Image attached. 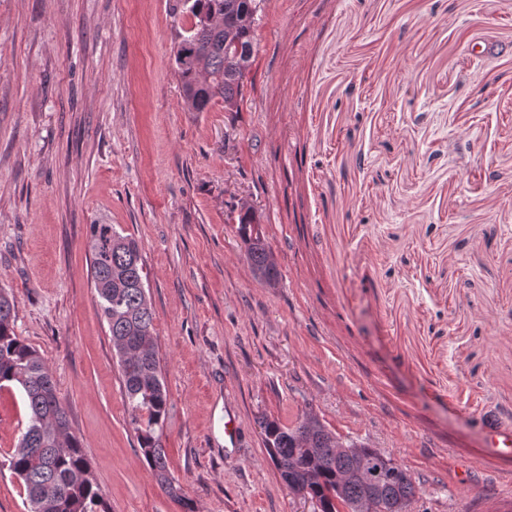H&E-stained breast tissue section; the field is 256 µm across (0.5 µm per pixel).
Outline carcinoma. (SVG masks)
Segmentation results:
<instances>
[{"label":"carcinoma","instance_id":"carcinoma-1","mask_svg":"<svg viewBox=\"0 0 512 512\" xmlns=\"http://www.w3.org/2000/svg\"><path fill=\"white\" fill-rule=\"evenodd\" d=\"M263 0H192L193 21L179 32L176 74L185 109L206 112L218 102L224 111L239 112L244 79L252 64ZM237 233L247 247L253 274L272 285L279 279L277 262L266 242L262 224L248 209L239 218ZM91 273L99 306L108 327L132 415L141 454L163 492L184 512H195L181 485L170 476L160 444L170 398L158 357L152 304L144 288V264L133 235L114 224L90 225ZM15 305L0 288V389H17L23 396L27 424L7 462L21 482L28 512H102V496L83 450L71 432L68 413L60 401L49 367L40 353L15 331ZM268 456L296 496L319 501L322 512L336 507L354 509L369 491L362 479L346 474L362 461L375 469L380 452L363 443L352 454L338 452L336 435L318 415L305 413L292 427L275 421L263 425ZM418 491L406 469L377 496L407 510Z\"/></svg>","mask_w":512,"mask_h":512}]
</instances>
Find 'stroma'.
Here are the masks:
<instances>
[{
  "mask_svg": "<svg viewBox=\"0 0 512 512\" xmlns=\"http://www.w3.org/2000/svg\"><path fill=\"white\" fill-rule=\"evenodd\" d=\"M181 2L0 0V287L109 512L182 508L125 404L97 222L141 245L161 444L198 512H303L261 423L308 410L408 468L410 512H512L486 436L512 429V0H264L237 113L184 109ZM25 420L1 392L0 512H27L4 465ZM237 233L247 247V260L253 274L269 285L275 284L280 275L278 265L272 259L262 224L250 208L239 218Z\"/></svg>",
  "mask_w": 512,
  "mask_h": 512,
  "instance_id": "stroma-1",
  "label": "stroma"
}]
</instances>
